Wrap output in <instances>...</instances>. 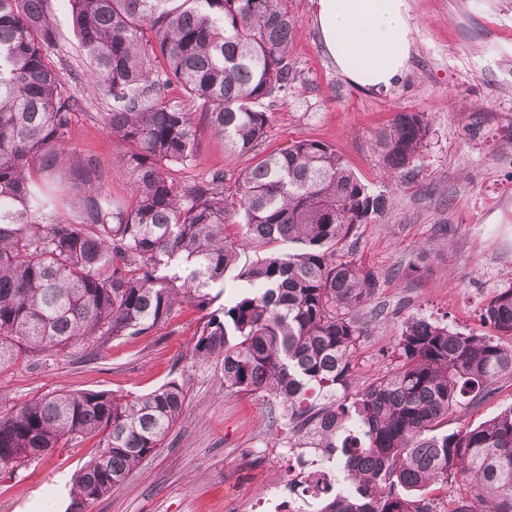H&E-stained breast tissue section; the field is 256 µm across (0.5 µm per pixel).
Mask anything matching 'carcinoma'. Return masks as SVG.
Wrapping results in <instances>:
<instances>
[{
    "label": "carcinoma",
    "instance_id": "cac0c4a2",
    "mask_svg": "<svg viewBox=\"0 0 512 512\" xmlns=\"http://www.w3.org/2000/svg\"><path fill=\"white\" fill-rule=\"evenodd\" d=\"M95 91L112 99L104 130L126 146L132 192L115 203L91 155L68 147L84 108L53 59L45 0H0V370L149 333L187 300L206 310L192 356L221 362L224 392H257L287 426L290 448H329L339 488L316 512H438L426 490L460 484L450 512H512V405L448 432V416L512 377V283L481 317L491 333L405 319L390 367L357 387L360 311L379 275L338 252L393 203L332 146L301 139L256 153L265 100L298 80L288 0H69ZM191 106L167 100L172 87ZM205 125L252 162L187 181ZM398 112L371 136L383 165L408 172L428 136ZM71 161L84 186L77 219L36 175ZM296 244L291 250L285 245ZM255 260L241 267V253ZM239 269L250 290L209 310L208 289ZM184 381L120 398L66 390L0 410V478L60 444L98 439L75 473L78 512L112 493L161 447L186 409Z\"/></svg>",
    "mask_w": 512,
    "mask_h": 512
}]
</instances>
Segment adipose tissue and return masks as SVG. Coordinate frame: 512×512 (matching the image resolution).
Instances as JSON below:
<instances>
[{
	"instance_id": "1",
	"label": "adipose tissue",
	"mask_w": 512,
	"mask_h": 512,
	"mask_svg": "<svg viewBox=\"0 0 512 512\" xmlns=\"http://www.w3.org/2000/svg\"><path fill=\"white\" fill-rule=\"evenodd\" d=\"M317 22L354 86L385 90L404 76L413 45L407 0H317Z\"/></svg>"
}]
</instances>
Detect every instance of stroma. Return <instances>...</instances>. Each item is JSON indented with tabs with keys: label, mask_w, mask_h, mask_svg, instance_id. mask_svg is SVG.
<instances>
[{
	"label": "stroma",
	"mask_w": 512,
	"mask_h": 512,
	"mask_svg": "<svg viewBox=\"0 0 512 512\" xmlns=\"http://www.w3.org/2000/svg\"><path fill=\"white\" fill-rule=\"evenodd\" d=\"M414 44L403 81L386 91L351 84L326 54L315 22L314 0H290L298 18L290 56L299 79L273 103L267 153L297 139L334 146L374 191L394 201L364 225L346 248L382 277L364 309L366 335L357 351L361 381L385 368L399 325L407 317L447 320L464 333H483L480 311L496 290L512 284V0H408ZM61 36L56 54L82 71L68 0H46ZM86 113L69 145L94 156L113 200L131 193L118 156L122 147L95 120L111 108L87 84L74 86ZM423 113L425 144L402 175L387 170L369 146L374 131L395 113ZM193 181L221 169L233 173L245 158L221 138L199 132ZM430 254L418 276L405 270L421 246ZM204 316L195 303L176 309L148 335L104 347L87 345L33 360L20 357L0 370V406L9 408L50 392L105 391L117 396L152 392L184 379L188 408L163 448L146 458L111 494L86 512H254L270 484L287 483L282 421L256 394L224 393L220 366L193 360V338ZM512 405V378L503 377L489 399L471 404L459 423H480ZM93 453L92 441L72 443L20 466L0 480V512H66L74 473Z\"/></svg>",
	"instance_id": "obj_1"
}]
</instances>
